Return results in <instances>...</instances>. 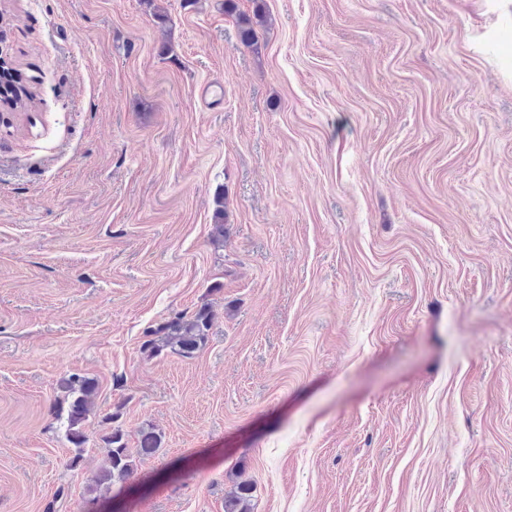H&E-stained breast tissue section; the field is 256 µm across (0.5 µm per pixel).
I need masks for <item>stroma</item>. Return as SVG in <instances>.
<instances>
[{
	"label": "stroma",
	"instance_id": "stroma-1",
	"mask_svg": "<svg viewBox=\"0 0 512 512\" xmlns=\"http://www.w3.org/2000/svg\"><path fill=\"white\" fill-rule=\"evenodd\" d=\"M156 3L0 0L36 95L0 113V512H224L239 478L253 512H512V0H263L253 47ZM204 303L194 358H146ZM117 408L162 444L96 491ZM212 316L207 303L191 313L175 314L146 331L141 349L147 357H157L166 351L193 358L206 345ZM57 386L59 395L51 403L49 415L55 428L63 432L65 440L74 448L69 467L76 468L88 442L84 426L92 412V399L97 385L88 376L69 373L59 379Z\"/></svg>",
	"mask_w": 512,
	"mask_h": 512
}]
</instances>
